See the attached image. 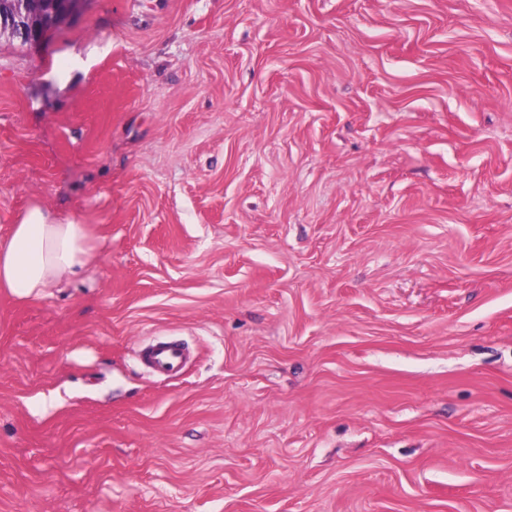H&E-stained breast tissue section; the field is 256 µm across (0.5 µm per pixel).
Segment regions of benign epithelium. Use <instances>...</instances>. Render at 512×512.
I'll return each mask as SVG.
<instances>
[{"instance_id":"7a95c632","label":"benign epithelium","mask_w":512,"mask_h":512,"mask_svg":"<svg viewBox=\"0 0 512 512\" xmlns=\"http://www.w3.org/2000/svg\"><path fill=\"white\" fill-rule=\"evenodd\" d=\"M86 0H58L50 7L48 18L34 5L39 0H0V37L6 35L37 48L48 31L58 22L73 15Z\"/></svg>"}]
</instances>
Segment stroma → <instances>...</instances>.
<instances>
[{
	"instance_id": "35a3bbf8",
	"label": "stroma",
	"mask_w": 512,
	"mask_h": 512,
	"mask_svg": "<svg viewBox=\"0 0 512 512\" xmlns=\"http://www.w3.org/2000/svg\"><path fill=\"white\" fill-rule=\"evenodd\" d=\"M34 205L99 260L0 289V512H512V0H86L0 39ZM142 362L161 375L177 374L184 362V353L176 345L161 343L150 348L141 356Z\"/></svg>"
}]
</instances>
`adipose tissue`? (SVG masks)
Listing matches in <instances>:
<instances>
[{"mask_svg":"<svg viewBox=\"0 0 512 512\" xmlns=\"http://www.w3.org/2000/svg\"><path fill=\"white\" fill-rule=\"evenodd\" d=\"M96 258L87 225L54 221L34 206L0 240V289L21 300L35 298Z\"/></svg>","mask_w":512,"mask_h":512,"instance_id":"adipose-tissue-1","label":"adipose tissue"}]
</instances>
